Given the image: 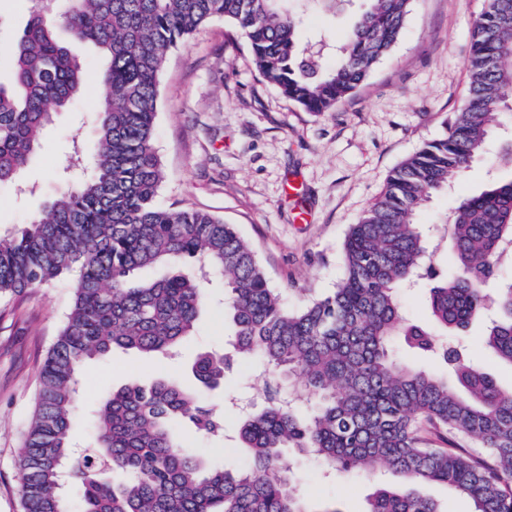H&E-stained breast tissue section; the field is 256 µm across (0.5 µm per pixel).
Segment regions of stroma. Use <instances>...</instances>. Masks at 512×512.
<instances>
[{
    "mask_svg": "<svg viewBox=\"0 0 512 512\" xmlns=\"http://www.w3.org/2000/svg\"><path fill=\"white\" fill-rule=\"evenodd\" d=\"M308 39L345 43L366 0H342L326 11L320 0H290ZM483 0H412L404 31L390 54L331 112H309L269 86L256 70L247 42L223 19L202 26L189 44L171 52L160 78L155 148L164 170L160 205L193 207L236 225L256 252L273 287L289 307L332 291L343 277L342 249L380 195L392 171L440 137L460 112L469 87L465 57L473 19ZM101 92L88 82L73 106L55 111L24 180L41 200L55 197L60 171L74 143L92 154L93 113ZM494 154L474 162L449 190L423 205L418 221L432 226L460 195L481 190ZM74 280L61 277L0 299V512H21L19 459L39 372L69 312ZM190 343L168 369L181 379L205 350L223 349L228 326L223 286L208 287ZM155 366L131 351L88 362L71 439L95 444L90 410L100 391L131 378L147 381ZM262 367L240 362L209 401L224 412V437L188 438L217 467H247L233 434L238 413L225 394L254 396ZM324 465L303 462L301 491L311 512H365L374 484L345 475L328 482Z\"/></svg>",
    "mask_w": 512,
    "mask_h": 512,
    "instance_id": "obj_1",
    "label": "stroma"
}]
</instances>
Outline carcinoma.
Returning a JSON list of instances; mask_svg holds the SVG:
<instances>
[{
	"mask_svg": "<svg viewBox=\"0 0 512 512\" xmlns=\"http://www.w3.org/2000/svg\"><path fill=\"white\" fill-rule=\"evenodd\" d=\"M283 0H31L20 33L0 37V187L31 196L33 214L0 237V297L75 275L73 302L39 375L19 461L22 512H71L65 482L81 484L83 512H311L298 462L327 474L390 473L366 512H442L420 487L442 483L474 512H512V387L501 386L448 337L486 321L484 348L512 369V178L460 197L445 221L451 268L439 274L418 209L512 128V0H485L470 29V86L443 136L393 171L343 245L344 275L328 294L288 308L236 227L156 197L159 77L171 50L222 17L246 39L263 80L308 112H329L391 50L412 0H370L330 65L303 40ZM102 60L94 172L42 202L20 174L51 112L76 101L88 69L72 44ZM166 274L141 281V270ZM224 281L228 353L200 354L193 385L158 373L112 390L93 411L97 445L69 443L78 376L116 349L166 364L195 331L206 283ZM432 281V322L404 314L403 290ZM446 371L400 359L394 341ZM236 357L264 369L263 405L240 416L235 441L250 464L216 470L174 432L224 434L205 392L224 386Z\"/></svg>",
	"mask_w": 512,
	"mask_h": 512,
	"instance_id": "cac0c4a2",
	"label": "carcinoma"
}]
</instances>
